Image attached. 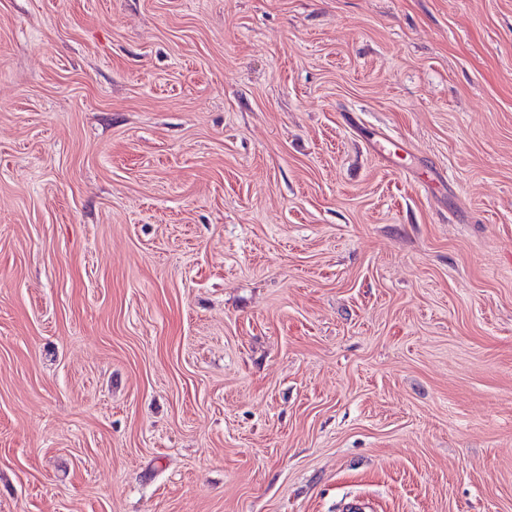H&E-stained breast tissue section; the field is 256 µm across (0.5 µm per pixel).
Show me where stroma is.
<instances>
[{"label":"stroma","instance_id":"1","mask_svg":"<svg viewBox=\"0 0 512 512\" xmlns=\"http://www.w3.org/2000/svg\"><path fill=\"white\" fill-rule=\"evenodd\" d=\"M355 498L512 512V0H0V512Z\"/></svg>","mask_w":512,"mask_h":512}]
</instances>
